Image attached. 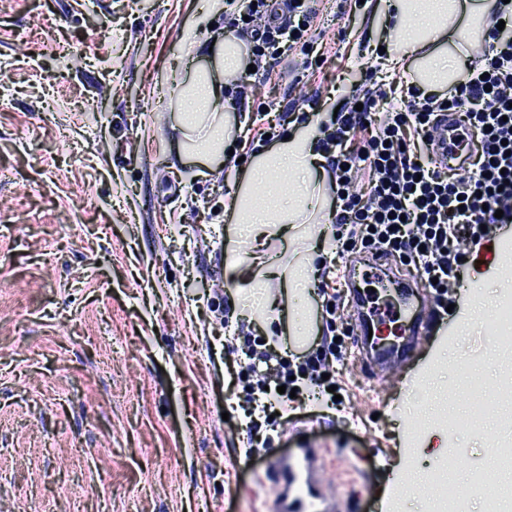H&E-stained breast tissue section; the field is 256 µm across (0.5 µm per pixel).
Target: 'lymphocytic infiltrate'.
Masks as SVG:
<instances>
[{
  "instance_id": "1",
  "label": "lymphocytic infiltrate",
  "mask_w": 512,
  "mask_h": 512,
  "mask_svg": "<svg viewBox=\"0 0 512 512\" xmlns=\"http://www.w3.org/2000/svg\"><path fill=\"white\" fill-rule=\"evenodd\" d=\"M314 0H242L226 35L246 38L255 58L289 57L296 46L326 60L312 32ZM489 49L467 64V75L443 94H428L402 77L369 73L350 102L322 127V150L334 177L333 240L337 256L362 247L397 252L439 287L457 283L467 253L480 244L483 225L512 222V30L490 26ZM317 90L292 79L288 101L267 121L271 138L295 122ZM465 111L472 127L470 171L440 168L430 149L438 113ZM249 363L228 360L231 384L241 385L240 407L250 432L262 414L287 409L289 389L329 388L342 346L323 337L301 363L279 355L252 331L237 336ZM286 393H279V386Z\"/></svg>"
}]
</instances>
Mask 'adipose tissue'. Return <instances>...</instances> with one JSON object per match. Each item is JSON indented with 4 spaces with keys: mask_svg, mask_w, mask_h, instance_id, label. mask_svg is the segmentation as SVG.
Masks as SVG:
<instances>
[{
    "mask_svg": "<svg viewBox=\"0 0 512 512\" xmlns=\"http://www.w3.org/2000/svg\"><path fill=\"white\" fill-rule=\"evenodd\" d=\"M488 7V0H395L392 45L395 53L412 58L421 88L443 91L457 79V61L467 54L473 28ZM214 48V70L197 72L180 90L177 102L184 147L207 159L227 155L234 145L224 84L240 72L246 50L234 38ZM317 140V128L310 125L250 160L248 177L237 185L232 201L238 237L259 242L286 234L300 239L307 225L316 223L312 201L323 192L322 184L311 178L313 167L322 161ZM315 260L310 252L302 271L279 265L261 274L233 257L224 264V279L256 288L262 279H276L301 295L310 288L308 272Z\"/></svg>",
    "mask_w": 512,
    "mask_h": 512,
    "instance_id": "1",
    "label": "adipose tissue"
}]
</instances>
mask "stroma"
<instances>
[{"instance_id":"1","label":"stroma","mask_w":512,"mask_h":512,"mask_svg":"<svg viewBox=\"0 0 512 512\" xmlns=\"http://www.w3.org/2000/svg\"><path fill=\"white\" fill-rule=\"evenodd\" d=\"M224 2L0 0V512H267L274 488L259 476L302 439L323 452L336 512H427L428 486L391 478L451 453L449 480H502L490 458L512 444V404L478 407L492 437L437 424L408 445L403 424L425 378L444 403L468 406L460 362L470 356L498 396L504 368L488 320L512 270L488 249L512 240V223L493 226L465 265L469 291L448 289L446 342L375 378L355 345L352 293L332 324L317 292H279L278 333L296 310L315 319L292 357L343 335L338 386L349 397L299 405L267 429L266 446L248 449L220 320L229 301L263 326L260 304L224 282L251 151L234 144L214 164L184 154L177 109L179 88L213 66L186 46L223 36ZM392 12V0L350 12L321 0L314 26L335 57L312 77L328 94L310 121L328 120L379 64L358 45L386 44ZM69 49L82 68L66 67ZM333 206L326 197L309 241L271 240L266 257L304 254L330 231Z\"/></svg>"}]
</instances>
